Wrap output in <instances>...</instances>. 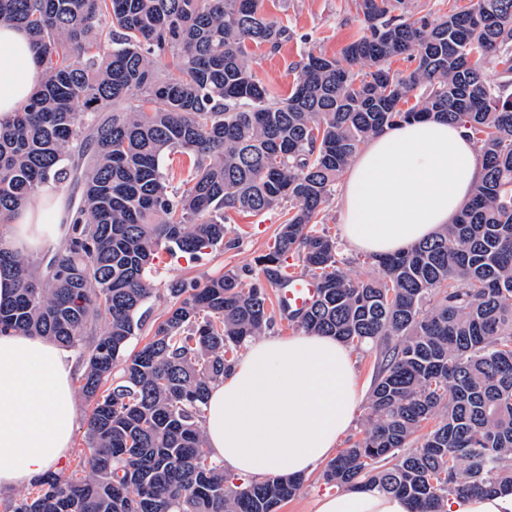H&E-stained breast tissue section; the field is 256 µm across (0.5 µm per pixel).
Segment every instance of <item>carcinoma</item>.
Instances as JSON below:
<instances>
[{"label":"carcinoma","instance_id":"carcinoma-1","mask_svg":"<svg viewBox=\"0 0 512 512\" xmlns=\"http://www.w3.org/2000/svg\"><path fill=\"white\" fill-rule=\"evenodd\" d=\"M262 2L0 0V23L26 30L43 68L28 104L0 121V272L17 283L0 333L78 350L93 401L88 471L45 474L11 512H280L304 477L226 486L202 418L232 354L273 324L263 282L287 285L291 254L317 297L288 321L382 355L364 433L326 464V483L399 495L413 512L512 489V0H453L435 18L361 0L362 31L339 58L305 55L282 98L250 64L251 45L292 37ZM398 56L415 68L392 70ZM429 117L465 129L483 178L453 223L368 256L380 277L354 280L321 213L374 133ZM175 154L190 163L181 191L166 176ZM69 179L82 192L67 239L47 258L13 248L11 215ZM284 203L258 273L170 282L164 318L128 351L160 251L195 257L223 244L232 214ZM93 322L104 329L87 346Z\"/></svg>","mask_w":512,"mask_h":512}]
</instances>
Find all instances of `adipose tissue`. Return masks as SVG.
<instances>
[{"instance_id": "adipose-tissue-1", "label": "adipose tissue", "mask_w": 512, "mask_h": 512, "mask_svg": "<svg viewBox=\"0 0 512 512\" xmlns=\"http://www.w3.org/2000/svg\"><path fill=\"white\" fill-rule=\"evenodd\" d=\"M41 66L26 31L0 23V120L33 95ZM474 143L436 119L371 136L352 159L339 196L342 235L355 251L393 254L450 224L481 180ZM71 212L46 187L12 217L21 249L60 245ZM70 354L42 336L0 335V490L63 471L77 417ZM363 398L351 350L335 337L266 336L213 385L203 429L226 471L250 479L308 472L329 458ZM314 512H410L371 489L324 495Z\"/></svg>"}]
</instances>
